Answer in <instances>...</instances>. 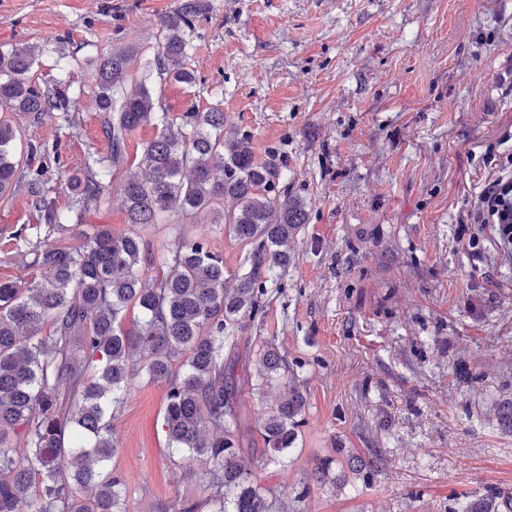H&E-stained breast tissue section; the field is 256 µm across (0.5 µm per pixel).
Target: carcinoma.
<instances>
[{
	"instance_id": "obj_1",
	"label": "carcinoma",
	"mask_w": 512,
	"mask_h": 512,
	"mask_svg": "<svg viewBox=\"0 0 512 512\" xmlns=\"http://www.w3.org/2000/svg\"><path fill=\"white\" fill-rule=\"evenodd\" d=\"M212 0H179L163 15L156 45L138 75L130 72L124 45L99 55L95 94L110 151L87 153L70 179L77 204L112 198L111 170L125 160L126 137L153 123L157 135L144 146L145 166L130 176L117 201L129 232L101 229L77 249H43L29 238L16 249L42 272L39 282L0 281V512H124L125 481L108 469L118 453L112 418L131 381L141 372L167 384L163 430L168 448L207 465L200 479L213 512H284L272 490L254 483L239 461L240 382L230 366L242 318L261 309L266 284L288 270L292 243L307 221V202L276 190L279 173L254 160L248 136L224 131L219 106L179 115L160 112L158 88L195 84L191 40ZM31 46L0 51V195L23 191L48 227L67 218L42 177L55 160L49 146L31 143L28 154L42 169L21 166L19 130L7 113L22 112L41 124L52 113L73 128L71 64L42 84L32 75ZM135 89L115 99L128 82ZM184 215L206 211L229 236L251 246L248 268L236 288H224V258L198 240L175 241L161 255L162 276H150V243L140 230L159 224L173 205ZM136 307L143 325L124 330ZM51 321L52 333L41 335ZM257 381L282 384L280 400L261 417L263 448L257 467L282 463L304 423L307 397L299 374L278 347L262 342ZM383 459L352 454L317 460V486L369 484ZM86 495L78 499L72 487ZM451 512H512V489L489 484L462 493Z\"/></svg>"
}]
</instances>
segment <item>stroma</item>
Returning <instances> with one entry per match:
<instances>
[{
  "label": "stroma",
  "mask_w": 512,
  "mask_h": 512,
  "mask_svg": "<svg viewBox=\"0 0 512 512\" xmlns=\"http://www.w3.org/2000/svg\"><path fill=\"white\" fill-rule=\"evenodd\" d=\"M175 4L0 0V46H35L37 82L55 77L59 57L78 61L77 127L12 117L22 141L56 147L44 180L59 209L72 204L68 179L85 153L108 152L87 58L119 43L142 69ZM192 57L195 85H163V109L220 103L226 130L279 171L278 190L307 201L288 270L238 331L237 373H255L261 341H272L299 366L308 402L296 447L256 470V483L297 512H448L455 494L512 487V430L497 423L512 401V253L460 221L492 175L486 152L512 149V0H212ZM100 227L129 230L112 203L51 231L27 195L1 196L0 278L38 276L16 235L77 247ZM143 235L157 257L183 236L204 242L223 255L228 288L250 252L203 212ZM166 392L138 379L112 422L126 512L206 496L201 463L168 454ZM277 397L242 388L245 448L261 447L260 411ZM339 448L381 454L371 486L295 502L317 458Z\"/></svg>",
  "instance_id": "obj_1"
}]
</instances>
